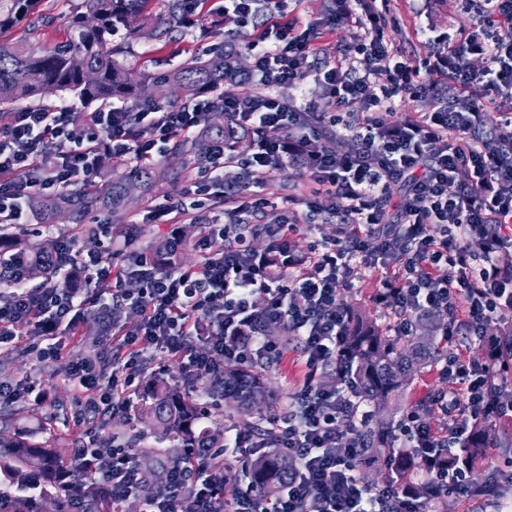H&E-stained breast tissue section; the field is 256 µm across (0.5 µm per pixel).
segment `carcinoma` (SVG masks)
Masks as SVG:
<instances>
[{
	"label": "carcinoma",
	"instance_id": "1",
	"mask_svg": "<svg viewBox=\"0 0 512 512\" xmlns=\"http://www.w3.org/2000/svg\"><path fill=\"white\" fill-rule=\"evenodd\" d=\"M42 0H0V113L9 111L19 100L37 99L53 89L71 95L84 105L108 103L114 97L135 94L140 99L159 101L158 91L166 87L180 92L187 103L198 94L224 84V70L235 68L238 53L224 55V45L215 47L211 56L195 58L172 71L153 76L144 73L133 78L116 58L112 36L122 31L127 39L138 38L145 29L158 40L176 28L185 27L186 0H161L164 13L153 27V0H80L62 16L63 35L56 41L47 39L48 28L55 18L39 10ZM23 27L24 35L13 39L3 33ZM222 135L231 138L230 117L215 105L207 116L206 128L199 137L177 142L172 148L174 178L186 176L206 161L207 141ZM156 180L153 167L143 166L132 173L116 176L103 185H90L75 192L33 203L44 223L54 224L67 215L74 224L100 209L122 218L136 199L152 194ZM56 245L47 243L34 253L17 240H0V250L24 260L25 277L46 274V267L32 261L35 254L49 255ZM344 348L348 372L357 384V401L368 403L382 415L367 427V451L356 462L364 473L373 471L384 483H403L417 472V461L397 455L394 412L390 400L417 365L434 359L428 336L395 338L385 336L360 312L349 309ZM212 395L232 398L233 412L262 411L265 387L261 375L239 364L224 365L218 377L198 381ZM144 405L138 415H150L152 433L159 442L171 443L162 453L156 448L143 451L145 472L156 475L162 464L177 458V449L188 446L193 436L204 433L213 445H222L221 423H204L200 408L188 386L171 384L163 377L150 379ZM233 412L224 413V421L234 419ZM18 415L0 419V483L22 494L36 486L32 476H40L44 485L58 489L60 479L68 472L69 458L62 449L47 441H36L18 424ZM512 435L495 432L487 424L477 425L467 446L448 454V467L465 468L475 487L486 486L490 478L478 473V464L488 450L506 442ZM248 478L247 487L265 485L275 496L294 474L293 460L285 456L267 455L249 459L241 465ZM82 491L95 512H111L108 499L91 482L81 483Z\"/></svg>",
	"mask_w": 512,
	"mask_h": 512
}]
</instances>
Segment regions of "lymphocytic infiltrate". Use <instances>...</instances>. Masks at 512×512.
<instances>
[{"mask_svg":"<svg viewBox=\"0 0 512 512\" xmlns=\"http://www.w3.org/2000/svg\"><path fill=\"white\" fill-rule=\"evenodd\" d=\"M392 0H336V10L303 24L282 21L287 0H224L221 14L252 27L249 70L234 74L232 94H205L190 104L161 107L108 106L77 126L74 106L29 107L0 124V224L27 215V202L93 183L99 151L137 165L154 159L163 145L201 132L215 104L237 129L255 139L243 164L246 186L224 183L229 163L223 141L209 148L207 178L194 181L199 197L219 195L236 221L205 224L201 263L191 269L113 266L102 246L74 248L63 241L54 254V278L28 287L17 278L0 298V346L24 348L37 362L58 361L65 341H78L86 297L66 285L75 273L99 292L98 350L69 363L74 417L107 418L123 410L126 396L147 388L139 365L143 352L187 358V375L217 374L224 363H254L280 355L266 324L286 327L299 345L303 377L294 408L273 429L278 453L298 460L287 490L268 497L264 489L243 493L224 483V451L184 448L160 473L148 512H425L429 499L403 488L371 491L354 474L352 459L364 447L368 412L318 376L342 350L347 309L341 292L361 271L379 275L373 302L390 336L412 335L420 317L443 316L447 356L436 363L445 394L402 416L399 436L418 455L432 498L447 492L481 499L465 475L446 472L449 448L484 418L512 417V358L488 324L512 330V142L494 130L512 126V0H463L473 27L458 32L445 52L410 60L384 38ZM351 18L354 49L337 58H317L323 30L337 14ZM482 56L472 70L469 58ZM453 82L447 100L438 86ZM338 106L360 103L347 116L316 111L308 83ZM429 98L428 112H409L389 123L396 101ZM499 102L488 113L489 101ZM281 129L276 139L262 130ZM58 144L53 161L42 145ZM355 151H347L346 141ZM299 172L308 191L285 200L276 225L252 223L263 197L254 187L273 172ZM335 199L333 238L297 255V206L313 207L320 196ZM265 235L263 254L247 247L248 235ZM133 302L139 319L120 325L117 312ZM482 360H473L471 349ZM444 418V432L432 422ZM74 470L104 486L112 512L140 484V451L119 438L93 440L74 455Z\"/></svg>","mask_w":512,"mask_h":512,"instance_id":"obj_1","label":"lymphocytic infiltrate"}]
</instances>
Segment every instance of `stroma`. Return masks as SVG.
<instances>
[{
	"label": "stroma",
	"mask_w": 512,
	"mask_h": 512,
	"mask_svg": "<svg viewBox=\"0 0 512 512\" xmlns=\"http://www.w3.org/2000/svg\"><path fill=\"white\" fill-rule=\"evenodd\" d=\"M397 23L388 24L384 36L388 43L400 49L406 55L425 58L439 51L442 42L455 36L458 30L472 26L474 18L465 11L461 0H393ZM212 16L209 13L197 15L191 28L177 34L169 44H160L149 37L136 40L125 39L116 35L114 44L123 45L121 56L125 66L135 73L159 71L176 68L193 57L202 56L204 50L215 44L216 40L226 39L241 45L240 61L242 68H249L252 54L245 45L251 40L252 28H242L234 19H223L220 28H213ZM431 27L436 38L429 45L419 44L415 31L419 27ZM170 155L158 156L155 160L157 189L153 196L136 200L128 209L124 223L111 224L106 211H98L87 218L85 225H77L68 220H59L55 224L30 223L27 226L5 224L0 232L18 237L30 248H37L46 240L64 238L73 240L76 247L87 248L89 242L85 236V226L111 224L114 238L109 257L114 265L123 266L128 262L130 251L142 250L145 247L159 244L167 233L166 225L155 222L152 214L157 209L182 199L187 182L174 179L169 163ZM305 185L301 178L293 173L274 174L268 177L262 191L269 205L255 218L259 224L279 223L284 215L282 200L291 195L304 193ZM332 198L324 197L319 201L316 211H308L305 206H298L296 219L301 226L300 231L293 235L290 244L300 255L308 254L313 241L327 239L335 234L334 225L325 221L328 211L334 207ZM136 228L137 236L131 242H124L122 235L128 228ZM85 338L79 343H68L65 352L66 360L34 363L21 348H0V382H15L24 378L37 380L48 400L42 404L28 403L24 409L29 415V424L38 428L45 417L55 416V434L60 447L66 451H74L82 446L85 439L84 427L75 425L73 416V395L68 384V358L79 357L94 349L95 321L86 320L82 323ZM271 388L278 397L279 411H286L292 403V394L301 378L299 354L296 348H288L287 355L267 372ZM446 382L430 369H419L412 375L407 384L392 399L398 412H405L415 407L423 398L447 391Z\"/></svg>",
	"instance_id": "35a3bbf8"
}]
</instances>
